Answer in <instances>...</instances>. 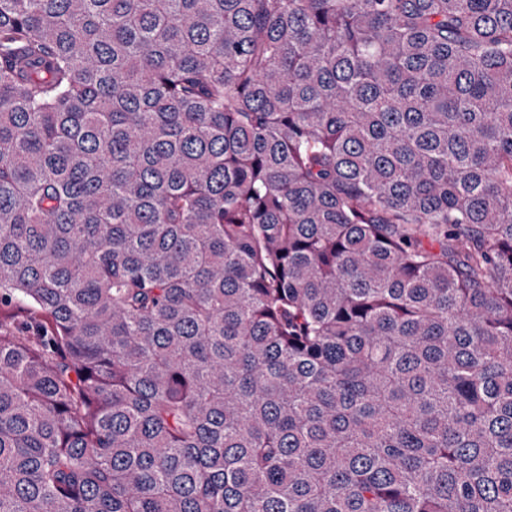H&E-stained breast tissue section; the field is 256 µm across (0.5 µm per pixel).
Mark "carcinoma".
<instances>
[{"mask_svg": "<svg viewBox=\"0 0 512 512\" xmlns=\"http://www.w3.org/2000/svg\"><path fill=\"white\" fill-rule=\"evenodd\" d=\"M0 512H512V0H0Z\"/></svg>", "mask_w": 512, "mask_h": 512, "instance_id": "1", "label": "carcinoma"}]
</instances>
